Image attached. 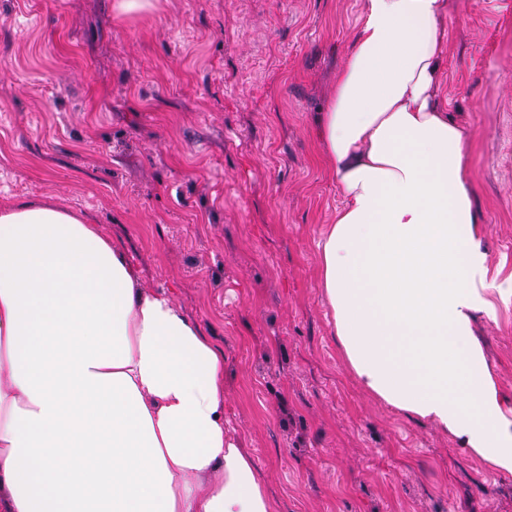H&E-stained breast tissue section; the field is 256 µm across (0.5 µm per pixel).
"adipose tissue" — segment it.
<instances>
[{"mask_svg": "<svg viewBox=\"0 0 512 512\" xmlns=\"http://www.w3.org/2000/svg\"><path fill=\"white\" fill-rule=\"evenodd\" d=\"M448 0H363L317 121L340 194L320 280L365 389L512 475L474 337L487 254L465 130L439 102ZM0 512H276L224 427V353L82 214L0 207Z\"/></svg>", "mask_w": 512, "mask_h": 512, "instance_id": "adipose-tissue-1", "label": "adipose tissue"}]
</instances>
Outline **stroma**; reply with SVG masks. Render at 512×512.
<instances>
[{
	"instance_id": "1",
	"label": "stroma",
	"mask_w": 512,
	"mask_h": 512,
	"mask_svg": "<svg viewBox=\"0 0 512 512\" xmlns=\"http://www.w3.org/2000/svg\"><path fill=\"white\" fill-rule=\"evenodd\" d=\"M0 0V206L81 211L224 351V418L278 512H512V475L357 380L321 288L340 195L314 117L363 0ZM442 99L512 278V0H448ZM475 335L512 400V303Z\"/></svg>"
}]
</instances>
